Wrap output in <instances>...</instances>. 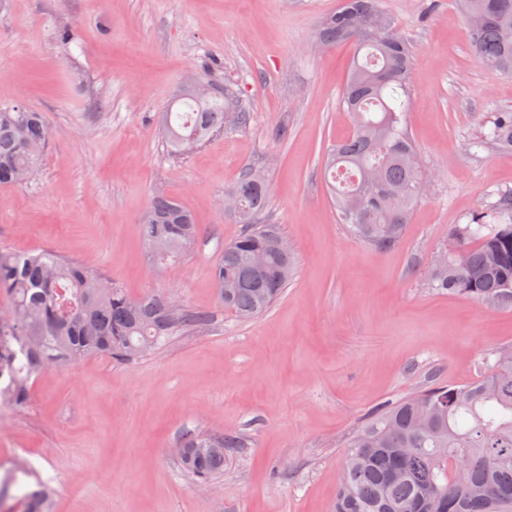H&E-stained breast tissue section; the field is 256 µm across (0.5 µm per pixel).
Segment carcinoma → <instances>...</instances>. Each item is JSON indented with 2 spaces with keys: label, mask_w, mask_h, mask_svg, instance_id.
<instances>
[{
  "label": "carcinoma",
  "mask_w": 512,
  "mask_h": 512,
  "mask_svg": "<svg viewBox=\"0 0 512 512\" xmlns=\"http://www.w3.org/2000/svg\"><path fill=\"white\" fill-rule=\"evenodd\" d=\"M473 55L512 77V0H460ZM317 42L333 48L351 42L356 52L340 103L352 131L324 156L326 186L341 223L379 251L394 247L423 196L427 175L402 124L408 111L411 48L378 0H344L325 16ZM179 107L162 112L158 131L170 152L185 155L224 130L237 111L233 90L220 91L204 78L184 86ZM49 128L40 113L0 105V186L28 182L38 171ZM512 151V111L496 112L490 133L470 143ZM269 182L246 173L224 193L228 212L246 230L224 246L212 268L217 303L241 319L265 313L293 270L292 254L269 247L278 235L255 216L270 199ZM151 258L166 266L185 257L199 228L191 211L158 192L141 221ZM447 257L428 270L430 287L478 301L512 306V191L487 211L455 224ZM0 294L9 299L0 315V404L22 407L30 382L41 373L85 359L137 360L174 332L204 328L211 315L195 311L167 290L138 298L83 265L54 253L0 250ZM29 359L14 357L16 343ZM239 437L190 433L183 438L182 470L197 485L224 472ZM25 471L0 476V502L11 497ZM25 512H47V496L23 494ZM333 512H512V358L496 357L462 384H430L380 409L352 441Z\"/></svg>",
  "instance_id": "obj_1"
}]
</instances>
